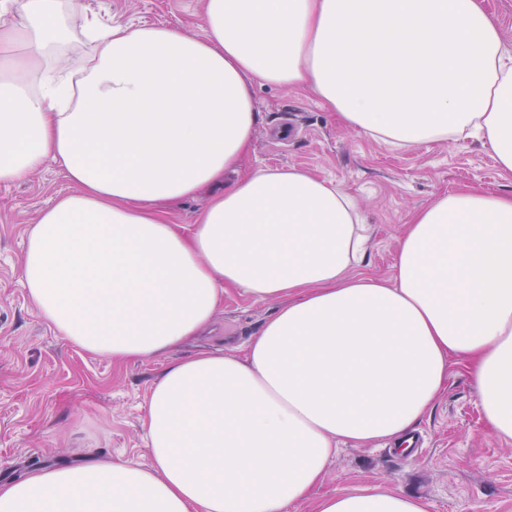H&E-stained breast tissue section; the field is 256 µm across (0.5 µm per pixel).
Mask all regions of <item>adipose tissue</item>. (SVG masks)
I'll use <instances>...</instances> for the list:
<instances>
[{
	"instance_id": "ef3b65f1",
	"label": "adipose tissue",
	"mask_w": 512,
	"mask_h": 512,
	"mask_svg": "<svg viewBox=\"0 0 512 512\" xmlns=\"http://www.w3.org/2000/svg\"><path fill=\"white\" fill-rule=\"evenodd\" d=\"M94 31L89 65L25 83ZM202 37L101 24L82 0H0V183L46 163L77 190L38 213L22 285L83 351L166 354L147 399L152 459L100 457L0 483V512H430L396 491L313 497L343 441L402 445L452 366L512 441V193L465 186L416 210L391 280L352 275L354 199L295 169L233 182L259 85L306 88L338 120L409 148L478 135L512 174V49L482 0H204ZM223 184L189 231L167 209ZM243 288L280 305L243 353L179 348Z\"/></svg>"
}]
</instances>
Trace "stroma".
I'll return each mask as SVG.
<instances>
[{
  "label": "stroma",
  "instance_id": "stroma-1",
  "mask_svg": "<svg viewBox=\"0 0 512 512\" xmlns=\"http://www.w3.org/2000/svg\"><path fill=\"white\" fill-rule=\"evenodd\" d=\"M107 22L170 24L201 36L203 0H84ZM260 120L239 172L295 167L341 186L371 226L356 275L391 278L412 213L448 190L512 192L492 152L470 140L397 149L344 126L309 91L259 86ZM74 186L50 162L0 185V481L45 466L110 456L149 465L144 414L162 359L115 363L57 336L30 307L21 283L28 231L40 209ZM277 301L231 289L203 348L236 352L256 336ZM422 453L394 445L340 443L317 494L395 490L427 500L431 512H512V441L483 424L474 382L455 364L446 388L418 422Z\"/></svg>",
  "mask_w": 512,
  "mask_h": 512
}]
</instances>
